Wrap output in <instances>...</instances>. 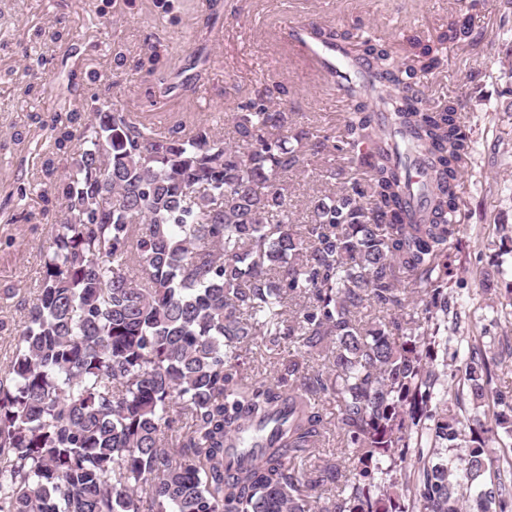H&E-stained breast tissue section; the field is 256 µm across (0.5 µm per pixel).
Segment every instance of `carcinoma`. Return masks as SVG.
<instances>
[{"label": "carcinoma", "mask_w": 512, "mask_h": 512, "mask_svg": "<svg viewBox=\"0 0 512 512\" xmlns=\"http://www.w3.org/2000/svg\"><path fill=\"white\" fill-rule=\"evenodd\" d=\"M311 36L341 52L340 136L297 124L279 85L236 103L228 142L207 119L159 132L97 92L86 116L38 120L53 151L16 194L63 216L0 372V512H512V458L483 483L484 424L432 371L475 145L423 78L475 31L457 15L411 56ZM308 156L357 176L306 197L299 224L288 176ZM284 341L273 377L243 371L244 347ZM315 353L328 370L308 369ZM488 378L469 344L467 397L501 406L512 436V395Z\"/></svg>", "instance_id": "1"}]
</instances>
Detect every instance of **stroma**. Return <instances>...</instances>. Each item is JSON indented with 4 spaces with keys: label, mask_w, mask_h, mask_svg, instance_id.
Returning <instances> with one entry per match:
<instances>
[{
    "label": "stroma",
    "mask_w": 512,
    "mask_h": 512,
    "mask_svg": "<svg viewBox=\"0 0 512 512\" xmlns=\"http://www.w3.org/2000/svg\"><path fill=\"white\" fill-rule=\"evenodd\" d=\"M460 0H182L178 22L153 0H0V317L16 323L37 291L41 257L50 245L58 202H29L31 220L10 223L7 197L34 179L35 152L46 134L38 121L62 109L89 112L92 92L108 93L166 127L225 113L262 84L282 85L287 111L310 130L339 132L348 105L287 44L283 14L379 42L396 35L435 34L460 10ZM512 0H481L471 18L476 47L446 46V64L427 77L429 105L454 100L475 141L461 183L469 202L457 240L448 249L457 274L448 290V349L481 338L493 389L512 395V302L503 280L512 278V96L499 78L512 32L501 16ZM61 39H54V32ZM162 36L167 63L193 66L196 86L151 106L154 80L136 67L149 39ZM126 61L116 66V52ZM44 56L33 74L32 57Z\"/></svg>",
    "instance_id": "obj_1"
}]
</instances>
